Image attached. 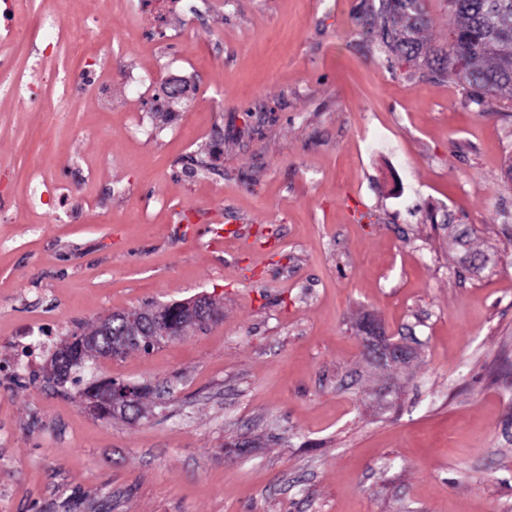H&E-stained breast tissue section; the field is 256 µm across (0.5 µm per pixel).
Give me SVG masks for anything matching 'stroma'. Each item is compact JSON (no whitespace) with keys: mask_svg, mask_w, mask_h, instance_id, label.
I'll list each match as a JSON object with an SVG mask.
<instances>
[{"mask_svg":"<svg viewBox=\"0 0 512 512\" xmlns=\"http://www.w3.org/2000/svg\"><path fill=\"white\" fill-rule=\"evenodd\" d=\"M366 2L102 0L76 110L0 104V512H512V99L392 73ZM200 294L216 323L43 382L76 322ZM100 377L146 417L90 413ZM362 328L366 335V349L374 364L398 366L408 362L411 348L402 338L394 340V336H384L374 320H367Z\"/></svg>","mask_w":512,"mask_h":512,"instance_id":"stroma-1","label":"stroma"}]
</instances>
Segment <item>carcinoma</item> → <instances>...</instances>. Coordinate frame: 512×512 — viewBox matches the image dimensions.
<instances>
[{"instance_id": "cac0c4a2", "label": "carcinoma", "mask_w": 512, "mask_h": 512, "mask_svg": "<svg viewBox=\"0 0 512 512\" xmlns=\"http://www.w3.org/2000/svg\"><path fill=\"white\" fill-rule=\"evenodd\" d=\"M415 0H379L366 5L363 25L369 26L379 53L391 62L392 68L403 71L424 58V66L435 75L453 72L463 84L469 100L480 105L489 96L512 98V0H446L455 16L448 43L422 55V30L428 19H416ZM198 327L194 312L180 311L174 322L176 335L183 336ZM97 325L80 326L62 343L68 357L55 364L56 379L68 376L71 369L93 362L101 351L93 342ZM119 382L106 379L84 390L87 398L99 401L112 394Z\"/></svg>"}]
</instances>
